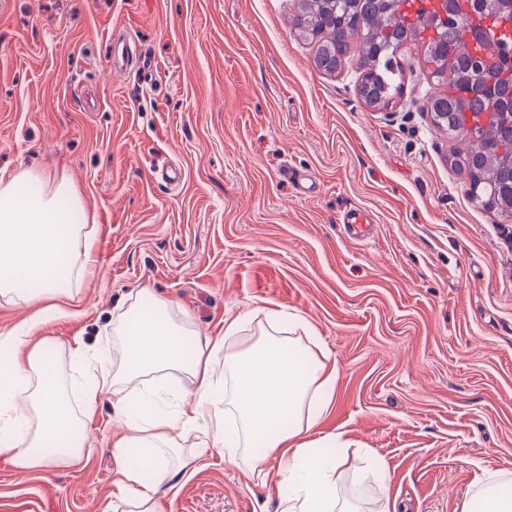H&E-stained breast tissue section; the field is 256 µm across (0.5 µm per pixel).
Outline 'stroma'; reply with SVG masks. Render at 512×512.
Listing matches in <instances>:
<instances>
[{"mask_svg":"<svg viewBox=\"0 0 512 512\" xmlns=\"http://www.w3.org/2000/svg\"><path fill=\"white\" fill-rule=\"evenodd\" d=\"M295 0H6L0 7V174L70 183L94 227L92 272L61 300L68 347L111 329L129 292L172 302L210 336L264 311L314 325L341 370L317 435L342 433L347 479L369 500L372 460L396 512H461L486 471L512 477V220L474 201L452 165L464 139L435 126L440 89L417 42L402 91L371 108L353 60L333 74L291 27ZM154 62L111 66L113 39ZM182 171L179 184L159 168ZM311 175L297 195L285 168ZM370 213L358 243L341 218ZM114 422L102 401L79 465L0 459V512H103ZM194 467L163 512H276L242 462L180 441Z\"/></svg>","mask_w":512,"mask_h":512,"instance_id":"35a3bbf8","label":"stroma"}]
</instances>
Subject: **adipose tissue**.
Returning a JSON list of instances; mask_svg holds the SVG:
<instances>
[{"label": "adipose tissue", "instance_id": "ef3b65f1", "mask_svg": "<svg viewBox=\"0 0 512 512\" xmlns=\"http://www.w3.org/2000/svg\"><path fill=\"white\" fill-rule=\"evenodd\" d=\"M37 180L27 172L0 176V294L37 305L0 336V457L21 469L81 463L86 431L106 399L122 426L112 435L110 453L114 498L127 512H160L161 487L174 470L192 465L188 459L171 462L190 434L198 447L232 459L238 449L259 444L247 459L248 472L260 486L279 489L277 512H359L342 492L335 438L312 435L331 408L340 362L305 319L294 321L298 335L286 336L282 311L267 310L269 332L241 348L237 339L246 317L226 320L223 335L214 337L176 322L168 302L155 300L149 311L131 308L113 329L119 360L103 347L77 343L73 357L85 388L80 406L72 405L40 331L48 301L65 295L86 272L92 238L77 222L80 202L70 185L62 181L48 193H22V186ZM79 242L85 252L76 251ZM219 361L230 385L215 373ZM174 372L188 374L193 383L176 411L147 401L141 413H131L136 386ZM270 458L276 462L271 469L265 466ZM461 512H512V478L488 473Z\"/></svg>", "mask_w": 512, "mask_h": 512}]
</instances>
